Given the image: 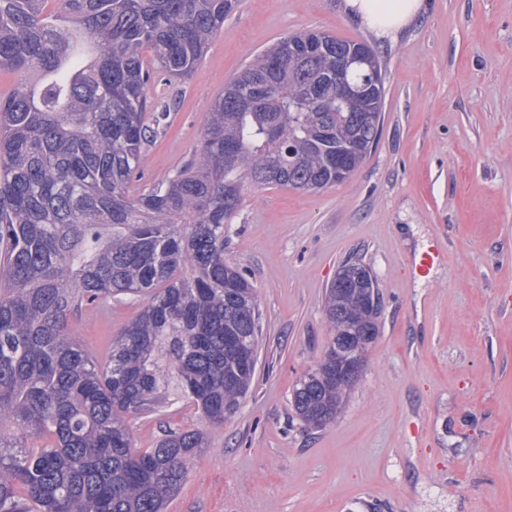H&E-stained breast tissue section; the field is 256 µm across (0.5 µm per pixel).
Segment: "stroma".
<instances>
[{"label": "stroma", "mask_w": 512, "mask_h": 512, "mask_svg": "<svg viewBox=\"0 0 512 512\" xmlns=\"http://www.w3.org/2000/svg\"><path fill=\"white\" fill-rule=\"evenodd\" d=\"M424 4L383 42L342 0H238L187 83L151 88L178 107L134 193L192 158L225 81L290 34L367 43L385 77L379 140L347 181L245 188L225 225L226 257L259 291L256 373L167 512H512V0ZM346 260L377 277L379 333L335 421L311 430L292 390L322 357ZM144 303L78 313L80 344L105 361ZM128 425L145 449L203 422L172 394Z\"/></svg>", "instance_id": "stroma-1"}]
</instances>
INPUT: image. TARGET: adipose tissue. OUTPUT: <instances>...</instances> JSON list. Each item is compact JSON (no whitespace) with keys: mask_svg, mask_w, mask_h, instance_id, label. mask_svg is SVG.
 Returning a JSON list of instances; mask_svg holds the SVG:
<instances>
[{"mask_svg":"<svg viewBox=\"0 0 512 512\" xmlns=\"http://www.w3.org/2000/svg\"><path fill=\"white\" fill-rule=\"evenodd\" d=\"M423 0H344V11L378 39L393 41L421 14Z\"/></svg>","mask_w":512,"mask_h":512,"instance_id":"obj_1","label":"adipose tissue"}]
</instances>
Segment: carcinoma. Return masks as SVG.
I'll list each match as a JSON object with an SVG mask.
<instances>
[{
	"instance_id": "cac0c4a2",
	"label": "carcinoma",
	"mask_w": 512,
	"mask_h": 512,
	"mask_svg": "<svg viewBox=\"0 0 512 512\" xmlns=\"http://www.w3.org/2000/svg\"><path fill=\"white\" fill-rule=\"evenodd\" d=\"M56 10H48L49 2ZM234 0H0V512H166L206 445L199 429L134 447L128 419L174 388L221 426L247 396L259 294L224 256L244 183L316 192L350 178L380 135L381 66L364 42L291 35L257 54L213 101L190 161L132 194L143 150L177 101L150 87L187 79ZM362 56L336 105V48ZM369 280L326 290L329 342L353 316L378 333ZM146 304L104 365L77 341L82 309ZM293 388L311 429L335 421L351 386Z\"/></svg>"
}]
</instances>
